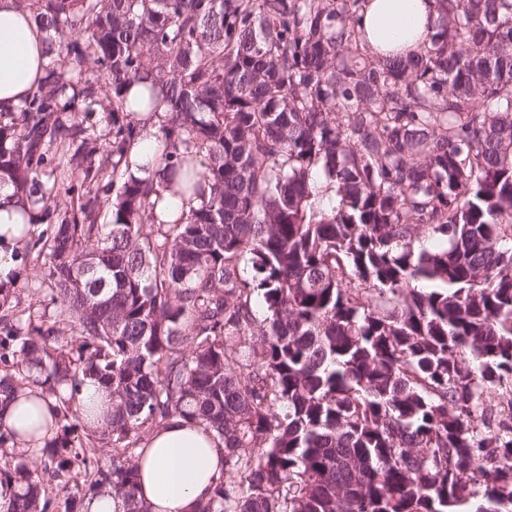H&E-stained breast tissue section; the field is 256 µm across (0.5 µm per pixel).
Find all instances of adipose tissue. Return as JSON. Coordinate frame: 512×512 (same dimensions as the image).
Masks as SVG:
<instances>
[{
	"mask_svg": "<svg viewBox=\"0 0 512 512\" xmlns=\"http://www.w3.org/2000/svg\"><path fill=\"white\" fill-rule=\"evenodd\" d=\"M436 0H366L360 13L371 45L382 56H408L431 32ZM46 36L15 0H0V109L19 106L38 88L49 62ZM159 117H152L143 139L128 153L124 171L138 179L157 178L150 155ZM15 189L0 182V282L18 279V227L27 223ZM55 402L14 400L0 408V423L18 431L19 447L43 444L54 429ZM138 496L152 512H193L224 472V444L198 422L171 420L155 430L138 451Z\"/></svg>",
	"mask_w": 512,
	"mask_h": 512,
	"instance_id": "1",
	"label": "adipose tissue"
}]
</instances>
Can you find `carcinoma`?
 Segmentation results:
<instances>
[{
  "label": "carcinoma",
  "instance_id": "carcinoma-1",
  "mask_svg": "<svg viewBox=\"0 0 512 512\" xmlns=\"http://www.w3.org/2000/svg\"><path fill=\"white\" fill-rule=\"evenodd\" d=\"M16 2L50 60L0 181L42 280L0 288V402L61 405L38 448L0 424L11 512H151L136 449L174 418L224 442L194 512H512V0H436L392 59L364 0ZM134 85L156 182L122 170Z\"/></svg>",
  "mask_w": 512,
  "mask_h": 512
}]
</instances>
